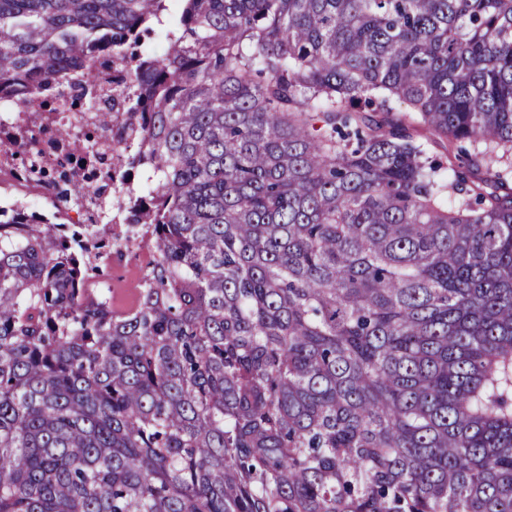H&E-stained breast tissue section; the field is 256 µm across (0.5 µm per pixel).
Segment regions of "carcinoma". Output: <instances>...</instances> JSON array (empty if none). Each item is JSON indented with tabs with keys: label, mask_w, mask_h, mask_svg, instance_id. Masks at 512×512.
<instances>
[{
	"label": "carcinoma",
	"mask_w": 512,
	"mask_h": 512,
	"mask_svg": "<svg viewBox=\"0 0 512 512\" xmlns=\"http://www.w3.org/2000/svg\"><path fill=\"white\" fill-rule=\"evenodd\" d=\"M49 83L153 190L0 208V512H512V0H0ZM90 72L97 76L98 83H100L99 85L102 89L99 106L106 111H112V57L108 55L100 56Z\"/></svg>",
	"instance_id": "1"
}]
</instances>
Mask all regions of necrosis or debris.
I'll return each mask as SVG.
<instances>
[{
    "mask_svg": "<svg viewBox=\"0 0 512 512\" xmlns=\"http://www.w3.org/2000/svg\"><path fill=\"white\" fill-rule=\"evenodd\" d=\"M56 115L44 104L42 96H31L29 104L22 110H14L13 98L0 94V138H16L27 130L37 133L40 166L45 172V182L31 180L14 158L0 155V188L12 191L15 199L33 213L65 220L80 215L84 223H94L97 208L93 199H85L80 207L64 203L48 182L55 177L63 154H70L69 174L85 176L89 165L81 149L83 128L72 125L67 143H60L56 137Z\"/></svg>",
    "mask_w": 512,
    "mask_h": 512,
    "instance_id": "necrosis-or-debris-1",
    "label": "necrosis or debris"
}]
</instances>
